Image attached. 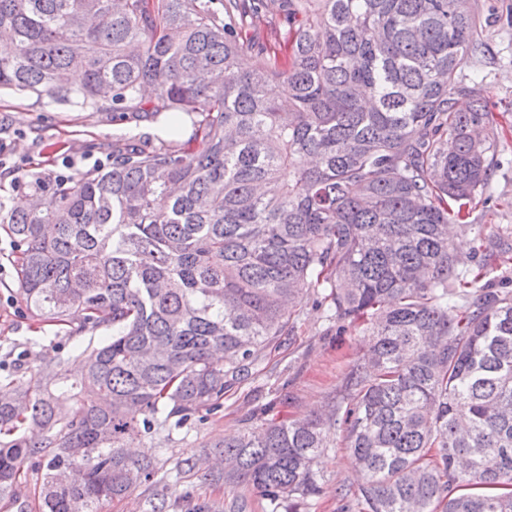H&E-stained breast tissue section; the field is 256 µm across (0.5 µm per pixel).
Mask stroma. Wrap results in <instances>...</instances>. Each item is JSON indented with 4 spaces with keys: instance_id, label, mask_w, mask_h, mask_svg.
Returning <instances> with one entry per match:
<instances>
[{
    "instance_id": "obj_1",
    "label": "stroma",
    "mask_w": 512,
    "mask_h": 512,
    "mask_svg": "<svg viewBox=\"0 0 512 512\" xmlns=\"http://www.w3.org/2000/svg\"><path fill=\"white\" fill-rule=\"evenodd\" d=\"M482 15L479 39L486 51L480 64L466 63L462 75L479 70L481 94L502 126V163L493 175L491 198L473 207L471 231L454 230L452 241L465 262L476 265L485 250L512 245V0H477ZM166 141L161 124L113 119L111 112L74 104L36 101L0 93V200L22 196L21 185L36 177L52 179L111 164L112 144L139 132ZM18 253L0 230V385L27 382L41 367L60 365L79 378L86 363L81 347L99 342L105 329L55 324L32 317L19 293ZM288 336L267 348L252 376L226 392L220 412L191 428L142 437L140 454L155 459L170 485L165 512H193L208 503L211 512H269L261 497L245 487L231 489L214 481L195 461L208 447L239 435L263 411L280 417L326 413L342 389L350 363L370 344L368 333L338 332L315 291L305 292ZM316 469L320 492L302 512H360V476L341 438L329 441Z\"/></svg>"
}]
</instances>
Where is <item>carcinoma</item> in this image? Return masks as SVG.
Masks as SVG:
<instances>
[{"label":"carcinoma","instance_id":"1","mask_svg":"<svg viewBox=\"0 0 512 512\" xmlns=\"http://www.w3.org/2000/svg\"><path fill=\"white\" fill-rule=\"evenodd\" d=\"M263 7L0 0V91L164 114L170 136L194 117L181 144L118 142L104 170L0 201L31 313L112 330L80 379L3 389L0 495L26 463L42 512L149 481L134 441L219 410L319 288L373 343L328 415L215 446L224 484L300 512L337 428L365 512H512V291L486 280L499 252L469 267L448 239L500 166L482 78H458L484 54L474 0H277L271 42L243 40Z\"/></svg>","mask_w":512,"mask_h":512}]
</instances>
